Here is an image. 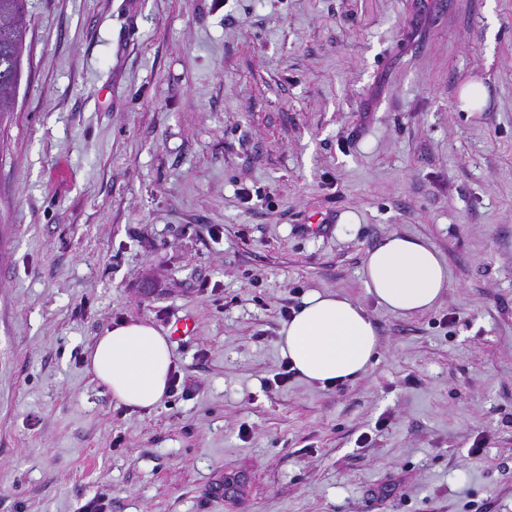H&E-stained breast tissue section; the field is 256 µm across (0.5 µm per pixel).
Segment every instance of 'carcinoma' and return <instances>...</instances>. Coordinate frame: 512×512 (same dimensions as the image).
Listing matches in <instances>:
<instances>
[{
    "label": "carcinoma",
    "instance_id": "carcinoma-1",
    "mask_svg": "<svg viewBox=\"0 0 512 512\" xmlns=\"http://www.w3.org/2000/svg\"><path fill=\"white\" fill-rule=\"evenodd\" d=\"M24 15L25 0H0V118L14 109L20 79L16 61L26 38Z\"/></svg>",
    "mask_w": 512,
    "mask_h": 512
}]
</instances>
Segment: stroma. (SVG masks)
Segmentation results:
<instances>
[{
    "mask_svg": "<svg viewBox=\"0 0 512 512\" xmlns=\"http://www.w3.org/2000/svg\"><path fill=\"white\" fill-rule=\"evenodd\" d=\"M26 26L0 512H512V0H27ZM393 233L446 265L424 314L364 285ZM314 292L360 304L378 354L268 386ZM122 320L192 390L115 400L85 357Z\"/></svg>",
    "mask_w": 512,
    "mask_h": 512,
    "instance_id": "35a3bbf8",
    "label": "stroma"
}]
</instances>
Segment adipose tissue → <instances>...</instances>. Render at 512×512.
<instances>
[{"label": "adipose tissue", "instance_id": "1", "mask_svg": "<svg viewBox=\"0 0 512 512\" xmlns=\"http://www.w3.org/2000/svg\"><path fill=\"white\" fill-rule=\"evenodd\" d=\"M363 276L377 302L402 316L432 309L448 286L446 267L434 247L396 233L367 254ZM280 348L298 375L326 386L365 372L378 342L374 322L361 305L332 292H316L284 323ZM86 360L113 398L147 410L163 400L174 368L168 339L146 320L106 329Z\"/></svg>", "mask_w": 512, "mask_h": 512}]
</instances>
